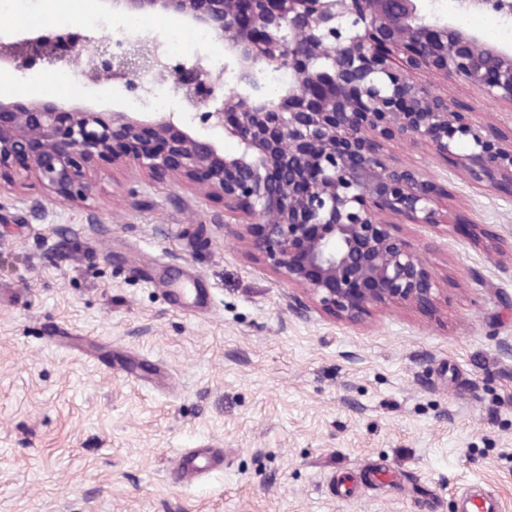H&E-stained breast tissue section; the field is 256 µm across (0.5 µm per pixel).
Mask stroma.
<instances>
[{
    "label": "stroma",
    "instance_id": "stroma-1",
    "mask_svg": "<svg viewBox=\"0 0 512 512\" xmlns=\"http://www.w3.org/2000/svg\"><path fill=\"white\" fill-rule=\"evenodd\" d=\"M413 77L512 137L511 105ZM382 153L442 191L447 223L397 227L439 295L360 323L246 254L191 182L101 163L78 200L0 183V512H420L414 482L454 512L475 481L512 512V189L401 136ZM190 283L199 302L176 300ZM131 365L164 386L121 378ZM204 445L223 470L174 483L176 453ZM382 464L392 487L340 493L339 474Z\"/></svg>",
    "mask_w": 512,
    "mask_h": 512
}]
</instances>
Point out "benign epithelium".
I'll list each match as a JSON object with an SVG mask.
<instances>
[{
	"instance_id": "obj_1",
	"label": "benign epithelium",
	"mask_w": 512,
	"mask_h": 512,
	"mask_svg": "<svg viewBox=\"0 0 512 512\" xmlns=\"http://www.w3.org/2000/svg\"><path fill=\"white\" fill-rule=\"evenodd\" d=\"M126 14H173L208 29L240 91L226 96L200 57L172 67L156 37L114 43L81 35L60 51L48 35L0 41L17 70L90 53L95 83L147 91V76L172 77L187 112H110L35 100H0V180L33 175L64 199L92 191L97 162H125L155 179L187 180L242 216L234 236L246 252L349 322L373 305H436L438 288L420 252L381 213L440 223V190L386 162L396 134L453 156L476 185L512 186V141L502 144L414 81L429 68L512 105V54L474 31L431 21L420 0H106ZM284 64L293 88L261 92L262 66ZM219 129L240 151L224 153ZM468 145L459 154L460 144Z\"/></svg>"
}]
</instances>
